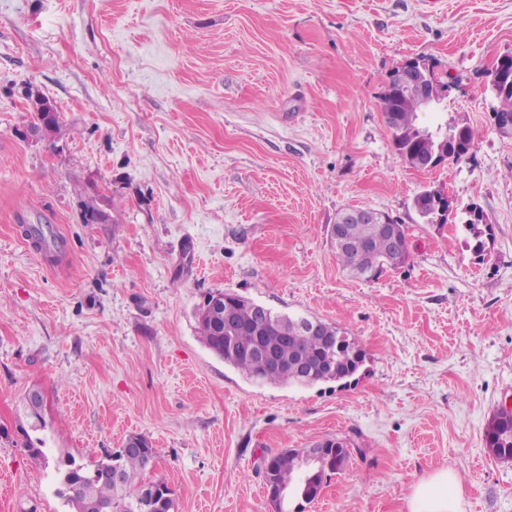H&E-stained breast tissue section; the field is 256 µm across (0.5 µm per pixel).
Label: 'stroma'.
Segmentation results:
<instances>
[{
  "instance_id": "35a3bbf8",
  "label": "stroma",
  "mask_w": 512,
  "mask_h": 512,
  "mask_svg": "<svg viewBox=\"0 0 512 512\" xmlns=\"http://www.w3.org/2000/svg\"><path fill=\"white\" fill-rule=\"evenodd\" d=\"M505 53L512 0H0V512H69L56 463L131 435L175 512H269L265 458L329 437L350 457L305 512H407L444 469L464 512H512V463L485 443L512 407V131L488 78ZM412 58L454 83L438 121L473 133L430 171L380 108ZM39 99L59 114L45 136ZM429 186L447 223L412 207ZM94 187L111 223L81 221ZM350 206L406 226V265L342 266L330 229ZM28 224L60 226V248ZM216 291L335 324L366 361L345 385L253 384L199 337ZM427 207L431 219L435 224H444L448 221V211L452 210V202L448 193L442 188L431 191V197L427 196L422 202Z\"/></svg>"
}]
</instances>
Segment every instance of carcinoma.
<instances>
[{
    "instance_id": "1",
    "label": "carcinoma",
    "mask_w": 512,
    "mask_h": 512,
    "mask_svg": "<svg viewBox=\"0 0 512 512\" xmlns=\"http://www.w3.org/2000/svg\"><path fill=\"white\" fill-rule=\"evenodd\" d=\"M417 83L409 88L392 87L380 95L382 111L386 114L391 143L404 162L413 168L430 153L432 136L421 126L418 112L421 94H437L446 85L435 73L434 66L423 59L415 61ZM448 140L457 143L448 150L447 158L460 160L471 147L472 132L467 126L448 129ZM106 211L97 200L83 205L85 224H105ZM347 242L336 249V258L345 267L359 266L366 270L363 279L379 277L387 268L404 265L410 258L407 233L398 235L397 247H391L375 232V225L362 221L346 223ZM198 331L203 343L224 363L234 367L255 384L290 385L298 383L295 362L304 361L314 369L313 384L336 382L346 384L365 362L364 349L347 332L334 324H327L323 335L283 337V325L293 326L295 317L269 312L260 318L251 301L234 305L229 322L218 332L213 320L196 313ZM259 345L272 348L280 366L270 370L259 368L254 351ZM133 439L139 446L133 448L125 441L123 448L102 460L78 463L70 459L58 470L60 488L57 491L71 512H173L171 489L153 497L147 485L136 484L138 476L148 467V456L156 449L143 436ZM485 442L491 455L500 462H512V411L502 406L488 421ZM120 469L125 486L116 489L112 470ZM265 484L279 493L278 512L285 510L288 495L300 499L294 512H304L303 504L310 502L308 494L315 483H323L322 474L316 472L302 455L284 450L270 457L269 471L264 473Z\"/></svg>"
}]
</instances>
